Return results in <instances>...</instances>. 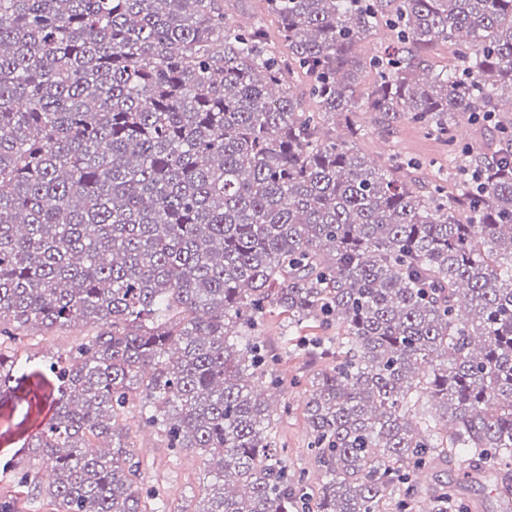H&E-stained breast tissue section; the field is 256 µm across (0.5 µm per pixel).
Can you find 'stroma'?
I'll list each match as a JSON object with an SVG mask.
<instances>
[{
  "instance_id": "stroma-1",
  "label": "stroma",
  "mask_w": 512,
  "mask_h": 512,
  "mask_svg": "<svg viewBox=\"0 0 512 512\" xmlns=\"http://www.w3.org/2000/svg\"><path fill=\"white\" fill-rule=\"evenodd\" d=\"M368 133L352 143L354 152L377 163H386L393 152L434 162L448 163V149L440 141L427 136L410 123L401 124L392 134L379 132L371 115L358 118ZM25 345L20 356L29 360L25 377L11 380L10 392L0 395V455L16 452L33 435L49 412L47 396L50 388L41 384L39 375L47 364L66 353L81 338L77 329L64 328L54 332L27 329ZM311 367L301 359L284 357L273 365L272 375L279 382V402L270 406L273 431L278 446L286 450L289 469L315 474L318 467L308 448L310 431L305 414L306 379ZM133 452L141 465L144 487H157L168 500L194 504L203 462L195 451L187 449L173 454L162 438L149 427L132 422ZM465 464L456 460L444 468L419 475L417 482L422 492L448 490L464 500L471 512H503V504L495 491V481L487 477L476 481L464 479Z\"/></svg>"
}]
</instances>
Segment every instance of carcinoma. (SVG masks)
I'll list each match as a JSON object with an SVG mask.
<instances>
[{
    "instance_id": "cac0c4a2",
    "label": "carcinoma",
    "mask_w": 512,
    "mask_h": 512,
    "mask_svg": "<svg viewBox=\"0 0 512 512\" xmlns=\"http://www.w3.org/2000/svg\"><path fill=\"white\" fill-rule=\"evenodd\" d=\"M265 9L286 54L223 0H0V387L22 329H95L49 364L37 467L0 461V512H26L41 470L51 512H189L140 487L135 407L203 458L194 512H415L416 474L461 455L512 499V0ZM381 22L391 48L360 56ZM443 43L458 62L436 69ZM361 112L444 142L456 180L354 153L332 127L368 134ZM274 310L336 326L328 345L283 336L336 359L307 378L315 496L255 390ZM422 396L433 425L410 418ZM428 504L462 512L443 491Z\"/></svg>"
}]
</instances>
